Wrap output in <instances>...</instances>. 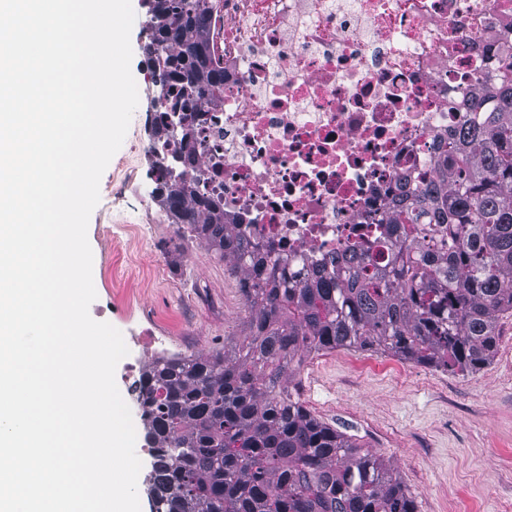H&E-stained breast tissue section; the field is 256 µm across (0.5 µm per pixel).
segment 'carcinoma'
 Instances as JSON below:
<instances>
[{
  "instance_id": "obj_1",
  "label": "carcinoma",
  "mask_w": 512,
  "mask_h": 512,
  "mask_svg": "<svg viewBox=\"0 0 512 512\" xmlns=\"http://www.w3.org/2000/svg\"><path fill=\"white\" fill-rule=\"evenodd\" d=\"M210 12V0L150 4L154 139L223 82ZM167 46L175 54L164 57ZM496 67L498 83L470 101L432 176L392 200L401 235L386 262L346 279L317 268L288 277V259L251 248L210 200L190 206L184 186L155 179L177 238L232 264L250 319L233 352L157 358L134 386L157 449L152 512H415L389 461L317 421L288 392V372L305 352L340 347L461 372L490 360L499 315L512 313V55ZM425 227L433 248L415 244Z\"/></svg>"
}]
</instances>
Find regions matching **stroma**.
Segmentation results:
<instances>
[{
	"label": "stroma",
	"instance_id": "obj_1",
	"mask_svg": "<svg viewBox=\"0 0 512 512\" xmlns=\"http://www.w3.org/2000/svg\"><path fill=\"white\" fill-rule=\"evenodd\" d=\"M148 106L140 96L100 180L87 230L96 291L89 313L123 333L141 326L184 355L232 349L247 333L250 309L238 277L200 240L174 246L170 225H156L140 245L147 277L134 305L103 282L112 249L98 227L135 219L113 205L111 192L136 163L133 142L149 138ZM497 331L493 357L473 372L362 350L348 362L323 349L307 356L318 369L292 368L288 390L321 423L388 460L416 512H503L512 503V314L499 318Z\"/></svg>",
	"mask_w": 512,
	"mask_h": 512
}]
</instances>
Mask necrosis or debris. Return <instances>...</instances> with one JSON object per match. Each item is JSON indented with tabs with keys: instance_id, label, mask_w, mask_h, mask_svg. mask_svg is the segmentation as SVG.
I'll return each mask as SVG.
<instances>
[{
	"instance_id": "1",
	"label": "necrosis or debris",
	"mask_w": 512,
	"mask_h": 512,
	"mask_svg": "<svg viewBox=\"0 0 512 512\" xmlns=\"http://www.w3.org/2000/svg\"><path fill=\"white\" fill-rule=\"evenodd\" d=\"M224 83L144 166L215 201L289 274L378 258L401 176L427 177L488 64L512 0H212ZM194 149L196 168L175 157Z\"/></svg>"
}]
</instances>
